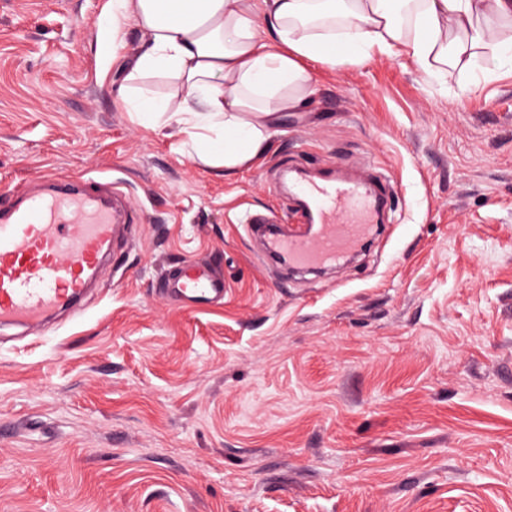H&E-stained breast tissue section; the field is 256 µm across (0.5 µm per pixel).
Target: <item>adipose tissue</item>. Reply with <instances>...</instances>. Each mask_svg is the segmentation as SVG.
I'll list each match as a JSON object with an SVG mask.
<instances>
[{
	"label": "adipose tissue",
	"mask_w": 512,
	"mask_h": 512,
	"mask_svg": "<svg viewBox=\"0 0 512 512\" xmlns=\"http://www.w3.org/2000/svg\"><path fill=\"white\" fill-rule=\"evenodd\" d=\"M130 23L143 42L125 108L142 125L174 121L199 160L228 175L265 153L280 113L308 100V62L405 57L431 84L489 47L512 70V0H109L108 49ZM154 75L176 92L136 93Z\"/></svg>",
	"instance_id": "1"
}]
</instances>
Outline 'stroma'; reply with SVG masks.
Masks as SVG:
<instances>
[{"label":"stroma","mask_w":512,"mask_h":512,"mask_svg":"<svg viewBox=\"0 0 512 512\" xmlns=\"http://www.w3.org/2000/svg\"><path fill=\"white\" fill-rule=\"evenodd\" d=\"M108 0H0V188L119 182L142 216L81 311L0 329V512H512V71L312 62L268 151L209 169L118 99ZM309 164L396 185L367 250L262 266L247 210ZM209 259L222 303L165 297Z\"/></svg>","instance_id":"stroma-1"}]
</instances>
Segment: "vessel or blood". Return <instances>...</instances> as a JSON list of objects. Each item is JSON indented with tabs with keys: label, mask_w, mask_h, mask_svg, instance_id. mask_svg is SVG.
I'll use <instances>...</instances> for the list:
<instances>
[{
	"label": "vessel or blood",
	"mask_w": 512,
	"mask_h": 512,
	"mask_svg": "<svg viewBox=\"0 0 512 512\" xmlns=\"http://www.w3.org/2000/svg\"><path fill=\"white\" fill-rule=\"evenodd\" d=\"M395 192L384 176L303 182L295 190L296 227L265 235L264 255L300 271L338 264L373 235ZM136 221L126 192L84 176L46 178L34 194L1 191L0 326L39 323L79 301ZM164 292L205 308L223 299L224 277L186 261L166 274Z\"/></svg>",
	"instance_id": "obj_1"
}]
</instances>
